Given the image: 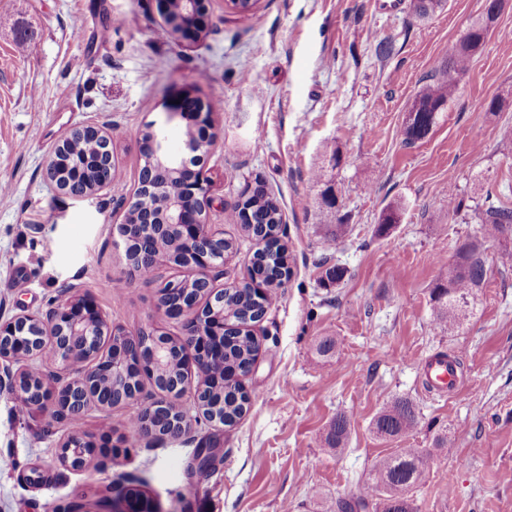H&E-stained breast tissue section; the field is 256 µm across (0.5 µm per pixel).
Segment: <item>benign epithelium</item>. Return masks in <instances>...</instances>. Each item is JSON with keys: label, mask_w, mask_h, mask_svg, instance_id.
<instances>
[{"label": "benign epithelium", "mask_w": 512, "mask_h": 512, "mask_svg": "<svg viewBox=\"0 0 512 512\" xmlns=\"http://www.w3.org/2000/svg\"><path fill=\"white\" fill-rule=\"evenodd\" d=\"M161 2L165 21L172 31L185 38H195L202 32L205 0H177L176 9L171 0ZM173 111L190 120L192 126L203 129L204 138L187 139V149L194 153L207 152L215 142L210 107L185 92L179 97V103L173 105ZM73 135L98 144L94 158L79 160L67 152V143ZM171 155L179 163L175 169L166 166L155 154L144 157L142 167L149 176L147 192L164 199L165 208L157 212L141 205L142 196L135 192L128 209L136 211V225H116L115 244L128 247L136 231L143 245L139 257L161 264L164 259L155 251L157 230L171 226L180 231L185 241L198 246L189 267L196 271V279L206 283L205 295L178 308L158 302L165 318L182 324L183 335L169 336L145 330L132 333L114 326L85 296L61 301L45 314L23 313L1 319L0 388L8 387L28 408L48 410L60 422L82 417L93 407L109 410L116 405L110 390L125 377L127 366L138 363L141 376L151 380L165 352L175 344L184 358V377L163 391L146 393L141 388L122 401H133L145 411L146 439H179L185 436V422L206 420L199 400L207 382L202 359L222 354L218 339L224 335V313L218 309L223 302L224 289L213 284L216 277L224 275V258L214 254L209 243L224 238V231L209 222L212 198L202 171L190 169L180 154L173 151ZM91 163L103 168L114 163L109 129L105 125H86L72 130L56 145L46 174L57 190L68 194L71 186L82 180ZM90 373L105 380L109 393L91 391L87 379ZM188 391L193 393V415L177 407L179 398ZM164 408L178 414V418H168L170 425L162 434L157 416ZM206 421L215 427L221 426L216 416ZM105 452L106 449L98 447L86 432L73 429L59 440L56 459L66 468L79 470Z\"/></svg>", "instance_id": "obj_1"}]
</instances>
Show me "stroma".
<instances>
[{
    "label": "stroma",
    "mask_w": 512,
    "mask_h": 512,
    "mask_svg": "<svg viewBox=\"0 0 512 512\" xmlns=\"http://www.w3.org/2000/svg\"><path fill=\"white\" fill-rule=\"evenodd\" d=\"M397 2L390 14L385 0H258L242 15L207 0L204 34L190 42L154 0H0L1 319L77 293L130 332L182 335L158 288L193 269L139 278L113 228L138 183L145 126L164 125L182 147L187 122L166 107L184 90L212 110L216 142L201 164L210 221L238 244L224 284L249 277L256 245L226 216L257 180L284 212L291 269L253 326L261 349L240 378L250 408L234 427L125 443L73 471L55 458L65 425L0 392V512H113L131 489L156 512H336L399 447L433 454L413 512H512V265L485 243V280L454 333L438 328L430 296L485 200L512 204V0L413 145L401 137L406 110L485 0H447L424 20ZM93 124L108 125L118 166L111 193L76 200L45 169L65 135ZM459 198L466 209L449 214ZM392 206L397 222L381 228ZM333 266L340 282L325 279ZM326 337L336 346L318 354ZM440 353L464 367L457 391L424 383ZM398 399L420 427L377 438L375 417ZM339 415L350 434L338 452L324 439ZM441 434L450 451L436 447ZM201 448L214 456L203 473Z\"/></svg>",
    "instance_id": "stroma-1"
}]
</instances>
